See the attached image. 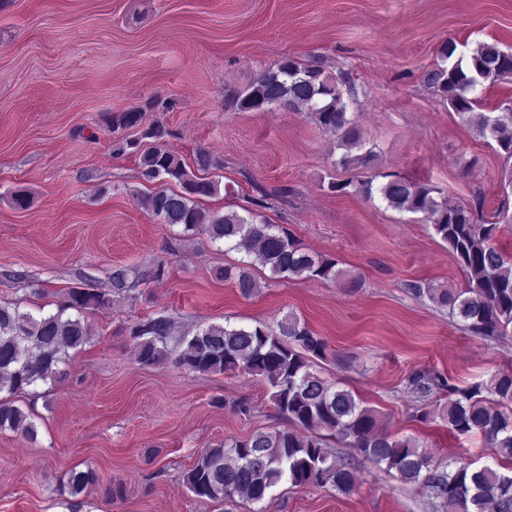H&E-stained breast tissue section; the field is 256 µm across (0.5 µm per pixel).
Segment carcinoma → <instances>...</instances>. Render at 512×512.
<instances>
[{
    "label": "carcinoma",
    "mask_w": 512,
    "mask_h": 512,
    "mask_svg": "<svg viewBox=\"0 0 512 512\" xmlns=\"http://www.w3.org/2000/svg\"><path fill=\"white\" fill-rule=\"evenodd\" d=\"M508 77L512 78V51L480 43L467 60L428 69L422 80L445 97L448 107L479 136L496 141L499 151L511 160L512 104L504 102L496 112L476 111L478 87ZM233 103L241 111L303 106L322 132L336 137L345 149L339 165L368 169L377 158L374 150L364 149L352 126L341 84L317 61L283 60L254 77ZM144 118L140 108L113 117L112 155H138L141 178L147 183L181 185L179 191L159 187L144 196L160 223L221 241L227 251L243 248L274 279L341 276L335 260L308 251L286 229L253 211L243 215L200 207L199 199L218 190V182L201 175L211 166L210 155L198 152L199 173L188 171L183 160L163 145L168 131L156 124L142 127ZM139 126L137 138L117 134ZM356 192L376 193L400 212L425 214L448 245L465 274L466 287L455 292L419 287V293L449 307L451 315L473 334L493 337L512 331V254L495 243L498 225L481 221L477 208L468 203L435 197L438 189L429 183L395 174L383 176L377 185L363 180ZM219 276L234 281L245 296L257 289L249 267H226ZM111 303L107 293L75 288L55 313L39 318L15 305H0V393L8 394L0 397V430L36 439L29 414L10 397L40 383L61 382L65 375L61 366L69 351L91 339L84 312ZM130 338L142 366L170 361L200 374L241 371L261 377L274 406L290 425L287 430L257 431L204 449L184 474L187 489L197 497L221 504L241 498L260 505L282 482L303 488L330 486L348 494L356 476L351 465L330 450L328 441L334 438L402 482L429 488L440 512H512V372L463 388L433 370L411 375L409 386L418 397L446 394L445 404L424 411L421 419L439 418L458 436L479 434L500 458L494 465L480 466L458 458L442 468L415 440L380 430L375 410L362 406L351 391L322 375L317 360L326 358L327 344L294 314L284 316L275 331L261 323L208 324L179 335L169 318L158 316L135 323ZM92 480V472L74 468L66 486L78 495Z\"/></svg>",
    "instance_id": "carcinoma-1"
}]
</instances>
